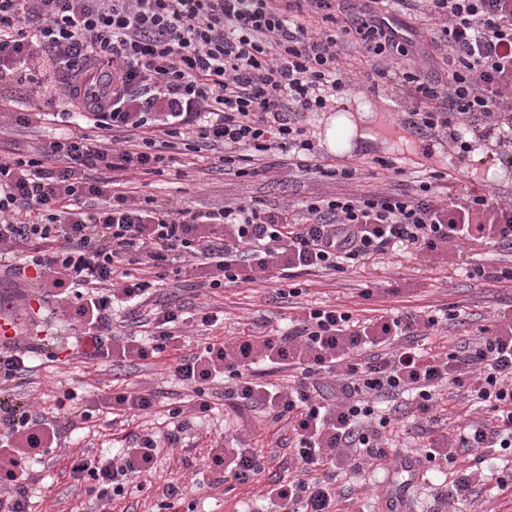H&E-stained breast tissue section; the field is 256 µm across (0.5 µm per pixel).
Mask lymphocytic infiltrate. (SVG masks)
<instances>
[{
	"label": "lymphocytic infiltrate",
	"instance_id": "1",
	"mask_svg": "<svg viewBox=\"0 0 512 512\" xmlns=\"http://www.w3.org/2000/svg\"><path fill=\"white\" fill-rule=\"evenodd\" d=\"M345 0H0V83L18 68L34 90L7 115L20 127L41 120L71 126L28 159L0 154V273L33 285L62 306L69 351L86 362L159 359L176 349L180 328L195 320L210 339L176 357L170 370L190 388L189 407L170 409V429L127 432L126 447L71 457L69 477L93 512L144 489L158 456L178 447L197 418L213 409L224 380L236 409L287 422L300 474L275 477V512H334L336 473H364L384 453L389 415L381 398L409 396L428 423L424 460L456 452L512 448V305L494 313L493 330L442 353L418 344L440 321L457 319L397 308L356 314L338 305L309 308L281 332L263 326L224 338L211 311L187 318L181 306L142 316L152 289L168 274L191 273L203 287L277 285L302 272L371 270L385 256L442 260L467 242L512 250V202L497 191L446 196L449 173L432 169L417 184L405 168L398 187L362 196H311L301 206L263 208L241 201L215 210L175 207L140 194L135 176H160L175 164V140L191 151H217L225 171L246 176L272 152L293 169L329 180L353 179V165L325 158L303 124L335 103L353 62L372 84L394 83L409 106L403 129L445 133L466 156L497 135L500 163L512 166V0H364L358 18ZM404 4L423 29L399 35L385 15ZM324 30L314 31L310 18ZM440 56L446 77L408 63L420 43ZM108 66L106 95L87 82ZM146 262L148 274L130 267ZM123 304L136 331L118 327ZM147 338H139L138 329ZM55 363L49 337H0V512H31L34 469L101 409L150 413L155 394L113 393L107 403L68 389L51 411L34 410L24 391L36 360ZM298 371L293 386L271 377ZM467 389L487 419L451 434L436 413L442 390ZM269 459L242 440L215 439L207 468L220 480L248 482Z\"/></svg>",
	"mask_w": 512,
	"mask_h": 512
}]
</instances>
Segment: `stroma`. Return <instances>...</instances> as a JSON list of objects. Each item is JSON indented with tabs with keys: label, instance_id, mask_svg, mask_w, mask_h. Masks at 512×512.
I'll list each match as a JSON object with an SVG mask.
<instances>
[{
	"label": "stroma",
	"instance_id": "35a3bbf8",
	"mask_svg": "<svg viewBox=\"0 0 512 512\" xmlns=\"http://www.w3.org/2000/svg\"><path fill=\"white\" fill-rule=\"evenodd\" d=\"M349 84L343 96L349 108H356L361 102L371 107L365 123L370 138L354 140L345 156L346 162L362 171L360 178L346 183L345 188L359 193L389 183L388 172H375L374 157H403L412 163L420 155L421 142L401 134L399 125L405 117L406 103L399 88L384 85L372 92L359 75L350 76ZM61 130L60 124L49 121L21 128L0 126V151L31 156ZM498 150L492 138L486 141L481 154L469 157L437 150L438 168L459 174L457 180L449 182L450 192L463 194L489 181L502 196L512 195V168L499 167L497 176L493 177L485 163L486 157L496 155ZM265 166L264 173L238 178L224 174L217 156L209 153L184 174L146 178L145 191L160 199L207 211L238 199L256 200L268 207H294L306 196L331 189L326 182L289 170L287 156L270 155L265 159ZM369 278L381 283L382 290L377 297L381 307L387 309L402 301L426 311L456 306L460 316L449 325L446 334L425 340L426 345H438L443 352L457 340L477 336L481 327L489 325L497 309L512 302V281L493 284L468 278L452 269L430 270L428 261L423 259L394 257L368 277L349 271L336 276L303 275L289 279L288 285L295 293L286 297L276 294L269 285L230 284L211 290L196 287L194 276H172L155 289L148 305L153 308L177 302L188 310L218 307L224 312L223 334L229 338L263 322L287 330L290 320L301 316L304 307L314 302L337 303L356 310L364 308L366 302L360 293ZM64 387L90 391L92 397L101 401L107 400L115 390L133 393L148 388L157 396L155 413L137 417L130 426L110 425L107 415H100L97 427L82 433L76 442L74 448L79 450L118 448L126 430L158 429L168 409L179 406L189 396L188 390L170 374L168 365L152 359L132 361L117 369L88 368L78 359L60 367L45 363L32 372L27 391L34 408L49 409ZM211 390L214 410L188 433L183 447L164 449L156 470L147 478L146 490H130L126 497L105 506L102 512H157L165 486L173 480L186 486V499L193 502L195 512H271V505L263 498L264 484L272 472H283L282 460L273 461L268 473L253 482L240 484L232 480L220 483L210 480L205 458L213 436L240 437L251 447L267 453L284 442L289 435L288 428L282 422L266 421L257 411L233 412L224 403L223 382H215ZM404 423V428L389 435L386 458L375 460L364 476H339V485L348 487L351 496L338 502V512H384L388 489L401 487L407 478L406 473L396 469L400 457L424 453L419 420L410 416ZM69 451L58 450L56 457L38 472L33 512H81L85 496L72 485L66 472Z\"/></svg>",
	"mask_w": 512,
	"mask_h": 512
}]
</instances>
